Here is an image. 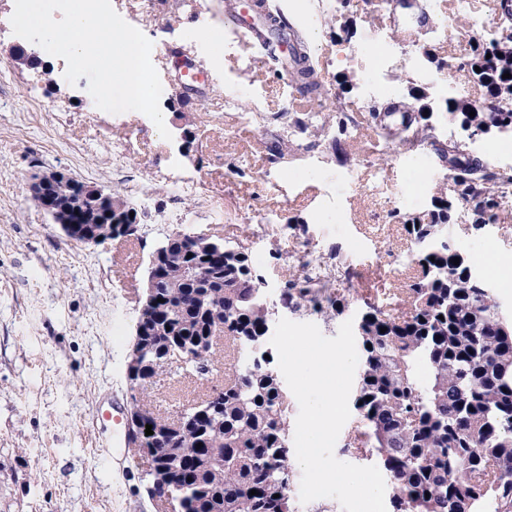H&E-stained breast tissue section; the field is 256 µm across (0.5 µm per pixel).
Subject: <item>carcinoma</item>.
Segmentation results:
<instances>
[{"label": "carcinoma", "instance_id": "carcinoma-1", "mask_svg": "<svg viewBox=\"0 0 512 512\" xmlns=\"http://www.w3.org/2000/svg\"><path fill=\"white\" fill-rule=\"evenodd\" d=\"M496 7V30L458 63L485 89L483 101L445 100L448 124L466 132L512 128V10L504 0ZM252 12L248 32L293 43L291 55L271 58L276 70L289 74L300 100L321 101L324 75L300 27L267 0H253ZM425 98L418 88L410 99L389 98L358 118L338 108L319 124L313 112L286 113L309 148L333 126L342 132L362 123L387 144L421 143L448 171L432 188L430 206L403 221L411 276L387 300L372 287L358 295L362 361L353 407L367 430L360 438L347 435L345 447L358 456L376 452L389 477L392 512H512V314L501 311L494 288L447 233L459 208L470 212L477 231L498 223L512 194V168L492 172L466 144L441 139L432 114L416 106ZM263 144L268 159L288 162L290 139L273 134ZM102 191L103 198H87L81 207L106 212L116 205L127 225L139 226L127 200ZM159 247L160 280L152 301L142 303L145 332L133 341L129 361L147 378L173 370L200 379L222 372L224 384L201 400L219 395L217 412L177 430L141 403L136 452L152 448V464L172 466L164 484L147 471L149 496L177 498L186 512H298L288 391L270 358L269 336L275 311L309 312L330 323L348 307L346 295L288 267L278 303H269L241 239L219 243L179 229ZM220 330L224 343L210 344Z\"/></svg>", "mask_w": 512, "mask_h": 512}]
</instances>
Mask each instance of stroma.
Instances as JSON below:
<instances>
[{"label": "stroma", "mask_w": 512, "mask_h": 512, "mask_svg": "<svg viewBox=\"0 0 512 512\" xmlns=\"http://www.w3.org/2000/svg\"><path fill=\"white\" fill-rule=\"evenodd\" d=\"M496 2L434 0L421 25L401 8L370 19L356 0L320 13V40L312 48L325 75L327 104L355 111L370 31L392 39L409 28L407 42L417 51L461 55L475 40L468 31L471 13L495 30ZM13 10L14 0H0V512H163L145 491L146 461L126 446L113 453L98 420L109 408L130 406L127 361L156 243L178 229L251 236L252 263L272 288L282 268L272 251L286 255L306 242L334 244L354 269L377 272L394 287L408 274L396 261L408 250L400 218L429 206L432 179L443 170L427 151L383 162L374 153L357 156L367 132L350 126L322 141L317 168L306 165L305 143L297 140L293 162L260 179L266 117L291 109L292 88L260 59L243 30L225 25L224 0H123L131 25L172 49L154 63L160 108L169 117L167 140L154 123H141L139 112H127L122 121L102 110L86 112L88 80L69 84L61 58L41 49L39 64L17 63L12 52L26 41L12 31ZM176 51L202 70L220 66L258 87L262 119L239 125L236 114L249 103L230 100L218 80L201 96L174 93ZM208 112L223 113V124L207 123ZM120 141L131 146L124 161L137 173L141 193L112 171ZM171 157L180 173L205 178L203 194L177 198L172 179L163 175ZM35 168L63 169L119 191L140 207L138 240L93 245L68 239L31 197L27 176ZM378 180L396 188L395 204L373 191ZM145 194L147 209L140 205ZM393 209L400 218H389ZM168 211L174 222L153 223V214ZM266 212L277 215L268 234L259 223ZM471 222L467 211L454 215L448 234L457 246L472 255L512 258V217L478 236ZM206 392L169 373L147 390L157 408L172 415Z\"/></svg>", "instance_id": "35a3bbf8"}]
</instances>
